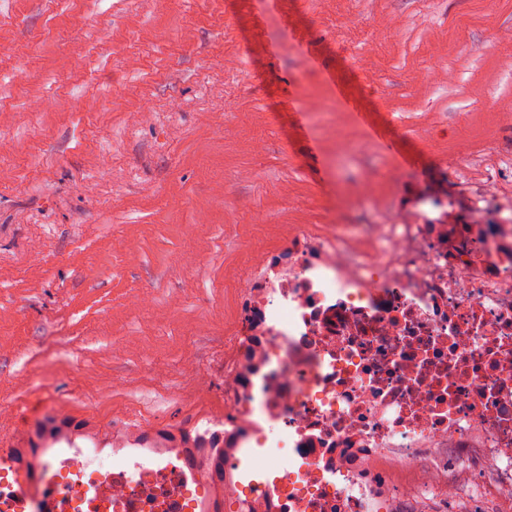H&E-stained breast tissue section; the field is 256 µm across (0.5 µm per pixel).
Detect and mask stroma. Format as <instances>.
<instances>
[{
	"instance_id": "stroma-1",
	"label": "stroma",
	"mask_w": 512,
	"mask_h": 512,
	"mask_svg": "<svg viewBox=\"0 0 512 512\" xmlns=\"http://www.w3.org/2000/svg\"><path fill=\"white\" fill-rule=\"evenodd\" d=\"M399 170L512 208V0H0V456L207 414L235 273Z\"/></svg>"
}]
</instances>
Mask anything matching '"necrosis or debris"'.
I'll return each instance as SVG.
<instances>
[{
  "label": "necrosis or debris",
  "mask_w": 512,
  "mask_h": 512,
  "mask_svg": "<svg viewBox=\"0 0 512 512\" xmlns=\"http://www.w3.org/2000/svg\"><path fill=\"white\" fill-rule=\"evenodd\" d=\"M404 222L301 224L239 272L224 392L194 439L121 428L112 451L27 448L0 512H411L442 479L512 498V215L407 184ZM224 450L212 484L208 450Z\"/></svg>",
  "instance_id": "necrosis-or-debris-1"
}]
</instances>
